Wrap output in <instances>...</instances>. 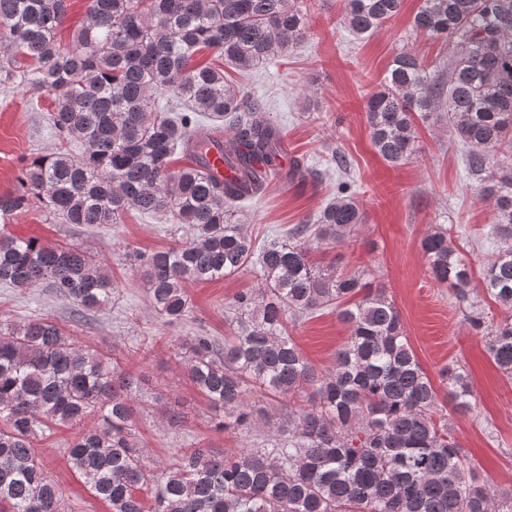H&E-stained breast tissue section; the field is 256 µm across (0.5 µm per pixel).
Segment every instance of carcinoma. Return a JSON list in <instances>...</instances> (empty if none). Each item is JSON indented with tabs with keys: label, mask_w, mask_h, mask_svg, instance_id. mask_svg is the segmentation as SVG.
Returning <instances> with one entry per match:
<instances>
[{
	"label": "carcinoma",
	"mask_w": 512,
	"mask_h": 512,
	"mask_svg": "<svg viewBox=\"0 0 512 512\" xmlns=\"http://www.w3.org/2000/svg\"><path fill=\"white\" fill-rule=\"evenodd\" d=\"M297 0H90L70 45L59 33L69 0H0V82L52 97L46 119L79 150L49 151L0 193V218L36 198L64 224H118L130 210L188 224L189 241L141 260L149 301L168 324L189 311V282L253 268L262 280L230 306L236 331L223 342L193 336L187 375L223 411L224 431L250 429L268 411L249 403L302 399L267 447L226 455L193 448L170 466L142 463L133 419L139 384L115 360L80 349L57 323L15 324L0 314V512H61L63 493L35 441L56 425L76 433L69 468L110 512H512V490L494 487L457 447L439 399L471 413L464 369L443 368L435 387L385 288L338 273L312 252L346 241L365 212L340 191L315 224L256 244L241 204L275 178L291 180L280 128L224 78L296 46L306 34ZM403 0H345L344 23L366 38L397 16ZM415 32L442 40L448 59L429 70L401 51L367 102L371 143L392 166L416 152L414 117L448 120L468 148L466 168L493 201L503 241L479 288L512 309V0H420ZM209 51L218 64H197ZM225 129L232 179L212 174L203 139ZM182 154L189 164L172 168ZM432 280L468 298L472 267L437 227L420 240ZM0 283L43 285L85 309L112 300L116 285L99 256L0 230ZM336 311L350 336L323 373L305 358L288 321ZM498 371L512 379V315L491 325L468 318Z\"/></svg>",
	"instance_id": "obj_1"
}]
</instances>
